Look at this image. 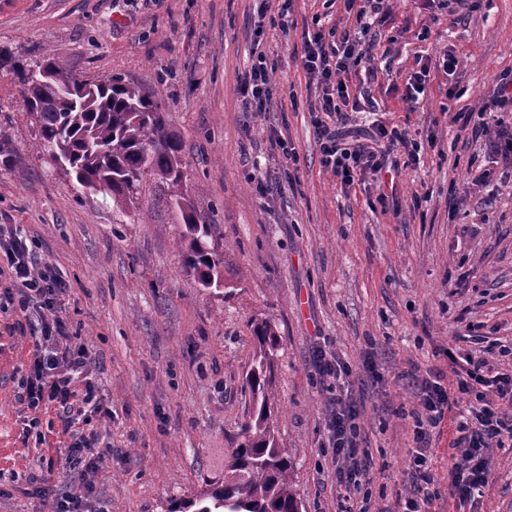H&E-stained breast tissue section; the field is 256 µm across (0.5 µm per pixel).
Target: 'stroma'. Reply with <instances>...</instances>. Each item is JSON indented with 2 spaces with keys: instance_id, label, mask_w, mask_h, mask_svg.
<instances>
[{
  "instance_id": "stroma-1",
  "label": "stroma",
  "mask_w": 512,
  "mask_h": 512,
  "mask_svg": "<svg viewBox=\"0 0 512 512\" xmlns=\"http://www.w3.org/2000/svg\"><path fill=\"white\" fill-rule=\"evenodd\" d=\"M355 23L343 0H291L284 18L276 0H0V49L32 66L55 55L88 81L119 76L162 103L183 140L184 193L230 257L220 295L185 269L182 214L158 176L143 179L124 213L78 192L50 160L20 85L0 71V131L14 157L0 168V224L34 239L38 265L65 280L72 343L91 350L90 376L112 409L94 426L112 453L92 512H165L223 481L251 409L254 320L279 335L276 435L305 512L340 508L325 429L336 381L318 352L350 372L371 457L358 493L369 512L405 510L419 388L437 372L442 386L455 383L449 349L512 372L499 353L512 346V164L494 151V130L476 134L460 120L489 105L512 71V0L440 17L429 0H394L362 33L373 58L350 68L349 89H367L377 112L356 123L405 128L423 146L412 163L390 147L403 168L385 207L372 179L346 193L322 166L312 114L322 90L300 66L306 33ZM259 51L271 78L260 111L239 92ZM450 51L459 66L449 76L436 63ZM425 62L426 92L412 107L406 83ZM277 137L294 161L271 149ZM483 166L495 171L487 185L473 180ZM41 315L0 313V512H38L32 479L61 492L75 477L42 463L64 455L67 436L48 433L41 447L23 432L21 367ZM452 430L446 419L433 431L428 512H512V447L488 451L480 495L463 504L450 495L465 455L450 447Z\"/></svg>"
}]
</instances>
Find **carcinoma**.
I'll return each mask as SVG.
<instances>
[{
	"instance_id": "1",
	"label": "carcinoma",
	"mask_w": 512,
	"mask_h": 512,
	"mask_svg": "<svg viewBox=\"0 0 512 512\" xmlns=\"http://www.w3.org/2000/svg\"><path fill=\"white\" fill-rule=\"evenodd\" d=\"M2 65L22 87L24 109L77 189L96 190L121 207L132 200L144 176L164 179L185 224V266L203 287L225 288L226 256L209 247L211 225L183 193V142L161 103L112 77L84 81L55 56L33 68L6 54L0 57ZM253 334L256 350L246 374L252 410L224 481L170 505L168 512H302L288 449L279 446L274 426L276 328L261 320Z\"/></svg>"
}]
</instances>
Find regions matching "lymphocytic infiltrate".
Wrapping results in <instances>:
<instances>
[{
	"mask_svg": "<svg viewBox=\"0 0 512 512\" xmlns=\"http://www.w3.org/2000/svg\"><path fill=\"white\" fill-rule=\"evenodd\" d=\"M370 48L361 46L356 35L343 31L338 40L326 41L322 33H313L303 42L301 64L307 76L322 87L315 110V138L322 164L330 169L342 188H349L365 176L384 182L399 168L386 151L377 149L378 141L387 139L403 144L408 159H415L418 147L408 141L405 131L374 122L373 134L347 121L349 112L359 111L357 96L351 95L341 78L349 67L370 57ZM9 284L0 291V310L28 312L38 306L43 315L36 328V340L21 378V388L28 408L35 415L27 424L38 443H45L39 431V412L54 411L62 434L71 441L63 462L82 465L78 483L64 494H56L45 480L35 482L40 512H89L87 505L95 493V478L102 469L104 454L97 451L94 436L84 428L94 418L108 419L112 409L102 403L89 377L91 352L73 346L63 319L61 297L65 284L50 267L35 265V244L9 224L0 225V278ZM448 359L459 369L457 393L434 387L420 399L424 417L416 427L417 441L429 448L432 432L443 419L455 424L452 447L465 451L456 469L453 487L459 500L479 494L486 482L487 463L484 452L512 443V376L491 375L487 362L461 349H449ZM328 427L330 445L337 455L351 458L349 469L336 472V482L345 493L360 487V478L370 466L368 457L359 455L354 408L333 410ZM61 460L45 457L47 470H54Z\"/></svg>",
	"mask_w": 512,
	"mask_h": 512,
	"instance_id": "lymphocytic-infiltrate-1",
	"label": "lymphocytic infiltrate"
}]
</instances>
